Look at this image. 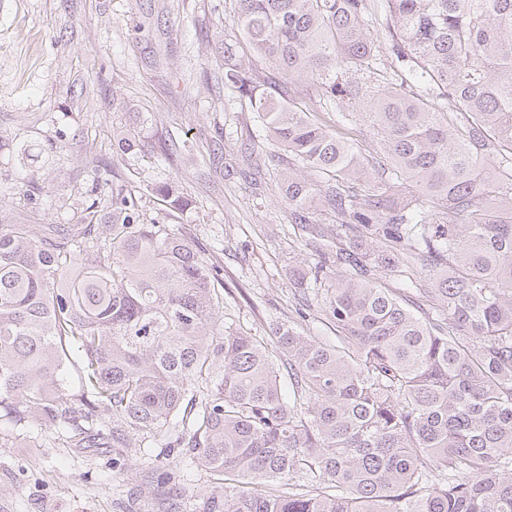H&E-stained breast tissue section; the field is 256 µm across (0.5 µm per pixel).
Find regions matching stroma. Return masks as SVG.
<instances>
[{
	"label": "stroma",
	"mask_w": 512,
	"mask_h": 512,
	"mask_svg": "<svg viewBox=\"0 0 512 512\" xmlns=\"http://www.w3.org/2000/svg\"><path fill=\"white\" fill-rule=\"evenodd\" d=\"M235 10V0H0V222L80 223L111 193L96 187L93 163L115 166L141 191L147 220L186 235L212 263L224 326L266 341L302 305L289 265L315 256L276 168L258 190L246 174L264 139L260 119L211 79ZM298 102L329 123L346 113L340 133L382 157L368 102L348 107L315 92ZM129 105L154 150L118 160L112 128ZM172 179L189 199L180 212L147 191ZM127 455L117 468L111 449L1 419L0 512H157L154 499L129 497L155 450Z\"/></svg>",
	"instance_id": "1"
}]
</instances>
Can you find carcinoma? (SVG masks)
Segmentation results:
<instances>
[{"mask_svg": "<svg viewBox=\"0 0 512 512\" xmlns=\"http://www.w3.org/2000/svg\"><path fill=\"white\" fill-rule=\"evenodd\" d=\"M236 2L215 78L265 127L255 176L267 155L285 166L319 258L288 280L308 308L328 284L336 345L293 320L270 346L219 329L212 268L96 169L104 222L0 224V411L117 456L163 436L157 457L219 485L202 512H512V0H384L412 83L376 85L366 0ZM297 84L369 98L384 160L298 106ZM116 139L148 150L129 125ZM150 191L188 205L175 181ZM138 491L179 512L175 469L152 464Z\"/></svg>", "mask_w": 512, "mask_h": 512, "instance_id": "1", "label": "carcinoma"}]
</instances>
